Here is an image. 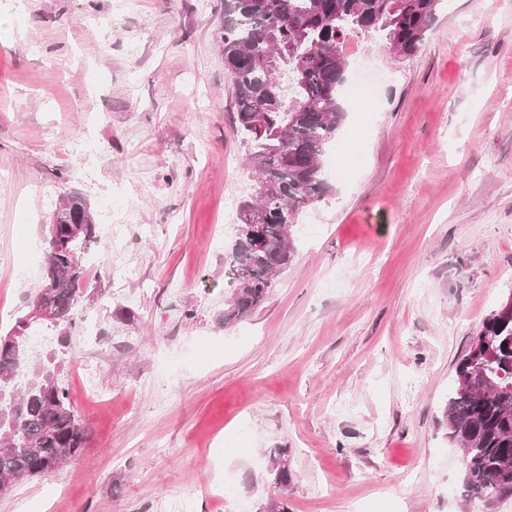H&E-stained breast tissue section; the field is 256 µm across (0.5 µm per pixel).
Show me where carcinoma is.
Listing matches in <instances>:
<instances>
[{"label":"carcinoma","instance_id":"carcinoma-1","mask_svg":"<svg viewBox=\"0 0 512 512\" xmlns=\"http://www.w3.org/2000/svg\"><path fill=\"white\" fill-rule=\"evenodd\" d=\"M447 0H224V68L233 85L236 132L247 149L251 190L236 204L224 264L234 288L224 324L251 316L292 262L303 212L328 191L323 157L345 118L343 43L358 32L380 37L396 61L412 59ZM48 225L45 268L32 307L46 321L73 324L83 297L82 254L97 241L87 202L62 196ZM291 225V235L282 227ZM36 319L0 335V481L50 473L86 436L57 379L55 361L27 356ZM461 452L462 497H512V314L494 308L455 367L443 412ZM289 449L269 451L273 484L292 480Z\"/></svg>","mask_w":512,"mask_h":512}]
</instances>
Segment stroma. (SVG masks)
<instances>
[{"mask_svg":"<svg viewBox=\"0 0 512 512\" xmlns=\"http://www.w3.org/2000/svg\"><path fill=\"white\" fill-rule=\"evenodd\" d=\"M224 0H0V318L27 314L58 199L96 221L132 211L126 279L88 277L79 327L47 325L86 442L54 472L14 482L0 512H220L235 480L248 512H481L441 412L457 360L512 293V0H449L417 56L359 36L347 80L384 81L345 102L337 149L363 160L305 211L292 264L248 319L211 234L226 189L247 187ZM90 142L93 176L80 173ZM98 369L106 400L75 370ZM290 451L275 489L268 452Z\"/></svg>","mask_w":512,"mask_h":512,"instance_id":"35a3bbf8","label":"stroma"}]
</instances>
